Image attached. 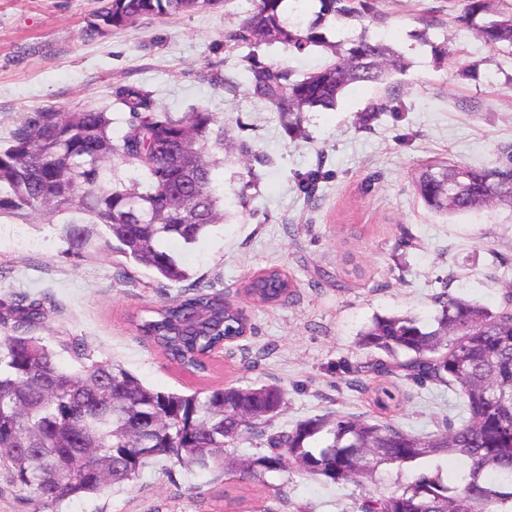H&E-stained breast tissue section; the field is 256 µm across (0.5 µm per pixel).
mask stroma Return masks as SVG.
<instances>
[{
    "mask_svg": "<svg viewBox=\"0 0 512 512\" xmlns=\"http://www.w3.org/2000/svg\"><path fill=\"white\" fill-rule=\"evenodd\" d=\"M97 0H0V143L24 115L108 104L114 84L151 91L172 112L215 113L232 141L250 144L258 160L245 168L226 150L216 172L224 221L192 246L171 249L191 281L233 301L245 283L275 267L297 286L289 303L249 309L253 331L215 359L217 381L236 387L275 384L284 391L276 431L317 415L368 416L412 434L459 426L463 399L435 382L389 377L401 403L377 408L369 389L353 386L374 354L358 344L374 317L408 314L432 324L445 292L497 309L512 283V206L465 214L431 213L413 178L425 165L451 161L492 167L512 157V50H495L460 19V0H381L384 22L366 16L333 25L331 40L368 31L402 52L409 65L400 91L369 83L348 88L336 108L304 113L306 138H291L279 112L240 79L247 48L226 36L250 0L151 19L87 37ZM447 43L435 59L432 44ZM268 64L301 74L322 67L315 50L261 45ZM255 186H247L249 172ZM321 180L313 191L311 172ZM180 284L153 279L102 248L77 256L59 228L0 220V302L18 295L44 300L39 331L48 342L83 338L98 361L122 366L145 386L192 394L184 375L143 343L132 314L177 295ZM453 473L451 465L383 467L374 478L334 484L295 471L271 472L249 488L253 500L280 490L281 512H361L364 502L401 491L415 474ZM232 478L184 474L156 462L131 483L65 501L61 512H222Z\"/></svg>",
    "mask_w": 512,
    "mask_h": 512,
    "instance_id": "35a3bbf8",
    "label": "stroma"
}]
</instances>
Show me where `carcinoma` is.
<instances>
[{
  "label": "carcinoma",
  "instance_id": "obj_1",
  "mask_svg": "<svg viewBox=\"0 0 512 512\" xmlns=\"http://www.w3.org/2000/svg\"><path fill=\"white\" fill-rule=\"evenodd\" d=\"M222 0H98L86 27L93 37L148 18L212 8ZM306 22H286L283 0H251L246 17L227 35L247 47L246 83L275 108L285 127L333 109L355 83L384 84L405 72L403 57L366 32L333 42L322 32L330 15H374L377 0H319ZM499 0H462V19L487 46L512 48V11ZM280 43L303 53L319 48L331 61L302 75L266 65L254 48ZM112 104L128 114L112 137L108 106L71 112H32L0 146V218H41L61 225L68 250L82 256L111 248L157 279L189 275L165 247L171 239L196 243L219 223L215 171L224 160L208 145H224L216 116L192 108L178 115L141 87L112 86ZM414 186L432 212L463 214L493 200L512 203V166L472 168L441 161L420 170ZM245 295L265 306L286 301L292 285L276 270L248 280ZM43 303L14 299L0 315V461L28 492L30 512H58L72 497L101 494L136 480L155 461L187 473L224 476V448L265 436L283 404L277 385L242 389L214 382L191 395L144 386L124 368L96 361L85 342L64 336L53 348L35 328ZM139 336L177 368L200 379L212 372L215 348L243 336L248 319L224 294L194 285L133 317ZM358 344L381 354L366 366L377 377L446 383L459 391L466 417L445 433L415 435L361 416H314L267 437L268 450L237 464L243 486L266 485V474L294 470L333 483L370 478L382 465L419 460L460 462L455 476L420 472L402 491L368 501L361 512H512V289L491 311L462 296L438 300L435 325L408 315L377 316ZM77 367L66 370L58 351ZM99 464L95 474L71 464L75 456Z\"/></svg>",
  "mask_w": 512,
  "mask_h": 512
}]
</instances>
